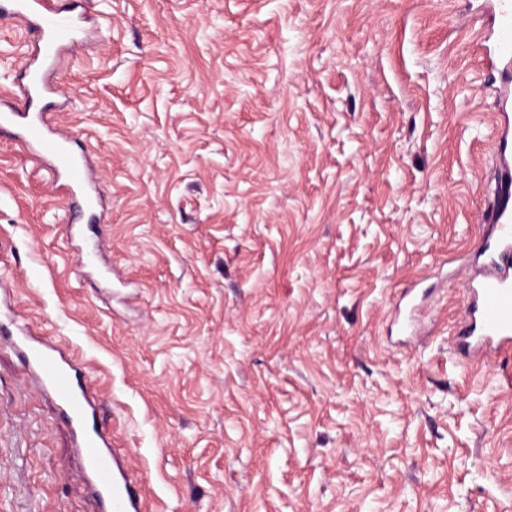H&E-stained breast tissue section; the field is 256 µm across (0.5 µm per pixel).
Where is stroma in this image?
I'll return each mask as SVG.
<instances>
[{
  "mask_svg": "<svg viewBox=\"0 0 512 512\" xmlns=\"http://www.w3.org/2000/svg\"><path fill=\"white\" fill-rule=\"evenodd\" d=\"M496 0H80L56 82L111 278L0 133V280L88 372L147 512H512V352L453 338L495 186ZM32 48L0 19V99ZM0 512H95L0 345Z\"/></svg>",
  "mask_w": 512,
  "mask_h": 512,
  "instance_id": "obj_1",
  "label": "stroma"
}]
</instances>
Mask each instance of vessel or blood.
I'll return each mask as SVG.
<instances>
[{
    "label": "vessel or blood",
    "instance_id": "b4317fda",
    "mask_svg": "<svg viewBox=\"0 0 512 512\" xmlns=\"http://www.w3.org/2000/svg\"><path fill=\"white\" fill-rule=\"evenodd\" d=\"M497 48L512 58V0H498ZM0 14L23 21L33 36L34 54L22 64L14 102L0 112V126L18 129V140L30 155L50 160L63 179L69 201L68 235H75L79 221L102 223L104 209L98 182L84 159L67 147L66 135L51 130L42 102L50 93L48 74L64 47L81 39L66 0H8ZM494 203L487 218L495 229L484 242L489 254L486 269L471 276L467 285L466 322L454 343L465 359L491 362L512 349V166L493 191ZM9 346L20 356L35 385L50 393L59 412L76 437V448L86 480L97 493L103 512H144L137 490L138 475L128 470L120 449L98 428L89 427L96 408L88 396L89 376L78 375L69 355L54 342L18 328Z\"/></svg>",
    "mask_w": 512,
    "mask_h": 512
}]
</instances>
